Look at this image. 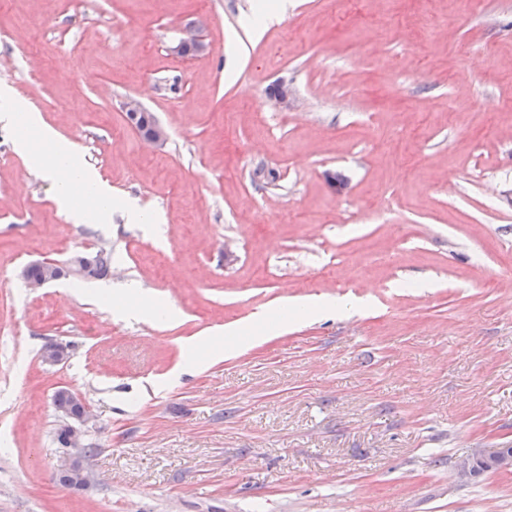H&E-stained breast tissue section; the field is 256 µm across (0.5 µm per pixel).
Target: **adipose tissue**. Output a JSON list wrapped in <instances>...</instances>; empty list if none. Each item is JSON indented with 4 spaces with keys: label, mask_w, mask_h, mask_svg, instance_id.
<instances>
[{
    "label": "adipose tissue",
    "mask_w": 512,
    "mask_h": 512,
    "mask_svg": "<svg viewBox=\"0 0 512 512\" xmlns=\"http://www.w3.org/2000/svg\"><path fill=\"white\" fill-rule=\"evenodd\" d=\"M0 99L5 102L4 109L0 110L1 120L12 123L22 118L28 127L38 128L37 139L22 137L19 147L32 157L39 175L55 185L56 201L67 220L78 224L86 220L89 210L105 216L118 207L111 187L83 162L73 144L60 139L52 129L39 127L35 113L22 112L12 94H4ZM252 342V336L236 326L225 328L220 336L191 339L187 345L188 364L194 371H203Z\"/></svg>",
    "instance_id": "adipose-tissue-1"
}]
</instances>
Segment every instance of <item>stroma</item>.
Listing matches in <instances>:
<instances>
[{
	"mask_svg": "<svg viewBox=\"0 0 512 512\" xmlns=\"http://www.w3.org/2000/svg\"><path fill=\"white\" fill-rule=\"evenodd\" d=\"M256 3L0 0V90L160 219L67 222L0 124V512H512V470L456 469L512 448V0H288L255 37ZM131 284L174 318L113 315ZM307 297L337 308L186 371L190 338ZM61 386L96 418L84 492ZM110 261V256L99 255L92 261L82 257V263L85 268L88 269V276L90 277H101L105 275L108 270V263ZM42 266V268L38 265H29L27 267V276L28 279L21 273L23 279L25 280L27 287L32 292H37L41 288H44L47 284L52 283L63 277L64 275H72V276H84L86 274V270L83 268L81 263V257L79 255L73 256L67 265L62 266L58 263H55L50 260H43L35 262ZM44 270V276L43 275ZM41 279H30V278H40ZM68 391L73 399V404L69 394L59 392L54 395V406L60 414L70 412L66 418L69 422L63 425L65 431V448L71 450L66 451L60 457L57 464L55 478L57 483L63 488H69L76 491H85L89 488L88 479L89 469L87 464V456L80 452H73V448H82V439L85 434L84 428L95 419L90 406L78 395L71 392L67 387L61 386L58 391ZM72 475V477L66 473ZM73 486V488H72ZM476 460H481L492 468L508 470L512 468V451L510 453L508 448H481L458 463L459 476L467 480L474 478Z\"/></svg>",
	"mask_w": 512,
	"mask_h": 512,
	"instance_id": "1",
	"label": "stroma"
}]
</instances>
